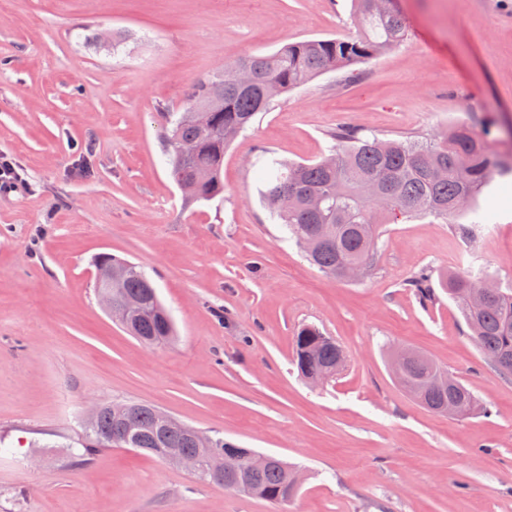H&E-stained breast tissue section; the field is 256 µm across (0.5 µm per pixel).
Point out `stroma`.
I'll use <instances>...</instances> for the list:
<instances>
[{
  "mask_svg": "<svg viewBox=\"0 0 512 512\" xmlns=\"http://www.w3.org/2000/svg\"><path fill=\"white\" fill-rule=\"evenodd\" d=\"M408 38L317 77L257 115L224 153V196L186 204L161 113L250 53L353 33L350 0H0V512H512V376L480 353L447 274L512 287V177L478 197L468 244L432 216L383 225L375 269L339 280L304 259L259 190L267 158L311 162L347 125L382 138L495 124L512 152V0H398ZM141 266L176 328L146 346L102 307L95 258ZM428 273L434 295L408 282ZM306 325L345 354L336 380L292 363ZM408 347L485 405L455 420L392 378ZM144 401L225 441L296 464L286 504L198 482L160 458L71 446L93 402ZM0 191H15L19 185L25 184V179L17 171L15 165L7 159L0 157Z\"/></svg>",
  "mask_w": 512,
  "mask_h": 512,
  "instance_id": "35a3bbf8",
  "label": "stroma"
}]
</instances>
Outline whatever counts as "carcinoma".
I'll return each instance as SVG.
<instances>
[{
    "label": "carcinoma",
    "mask_w": 512,
    "mask_h": 512,
    "mask_svg": "<svg viewBox=\"0 0 512 512\" xmlns=\"http://www.w3.org/2000/svg\"><path fill=\"white\" fill-rule=\"evenodd\" d=\"M376 0H352L351 20L357 33L347 38H312L282 46L267 54H249L224 61V70H248L254 83L242 89L226 83L216 72L195 80L181 112H163L166 140L179 142L186 153H169L175 182H191L187 203L210 201L224 194V149L260 112L269 111L277 97L321 75L373 59L390 51L407 36V24L391 7L379 10ZM492 125L483 135L457 123L448 135L434 140L414 136L383 139L348 126L330 133V153L312 163L290 164L273 159L267 163L260 189L271 216L283 224L294 240L310 241L307 261L333 278L356 265L362 274L372 269L380 236L376 215L393 219L434 216L454 225L470 243L491 224L487 211L474 206L477 194L495 175H512V160L493 157L487 147ZM466 217L465 224L456 223ZM126 268L119 299L134 309L129 333L156 342L173 338L172 319L146 273L137 265L109 254L98 257ZM484 278L472 270L444 278V288L456 303L481 354L502 374L512 375V289H498L484 305L472 307L471 293L482 288ZM343 350L336 340L314 326L302 327L295 336L293 364L299 375L313 384L321 377L333 379L340 371ZM444 372L431 359L415 356L407 363L398 385L422 406L439 414L468 418L481 409L477 397L461 382L438 387L434 378ZM162 410L137 401L103 403L93 427L81 436L88 461L103 445L133 448L162 457L168 448L204 455L180 425L163 427ZM214 447L224 449L228 468L214 478L198 473L195 478L239 494L277 504L290 501L294 466L276 456L254 473L238 468V461L252 452L213 437Z\"/></svg>",
    "instance_id": "1"
}]
</instances>
